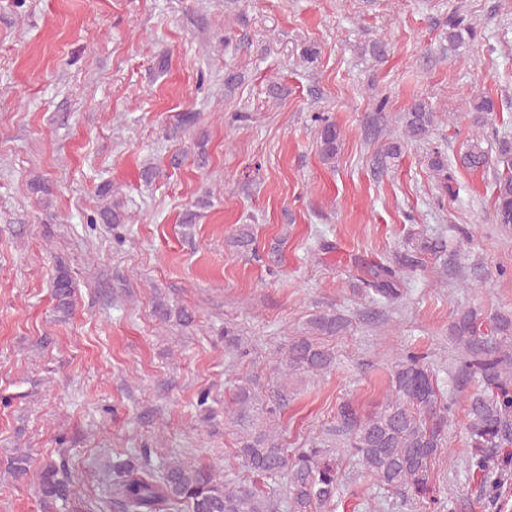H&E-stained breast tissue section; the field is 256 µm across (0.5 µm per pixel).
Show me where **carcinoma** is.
Returning <instances> with one entry per match:
<instances>
[{
  "label": "carcinoma",
  "mask_w": 512,
  "mask_h": 512,
  "mask_svg": "<svg viewBox=\"0 0 512 512\" xmlns=\"http://www.w3.org/2000/svg\"><path fill=\"white\" fill-rule=\"evenodd\" d=\"M448 47L459 49L473 27L467 16L454 11L446 19ZM474 121L496 111L490 97L473 103ZM319 154L325 163L336 158L340 131L331 117L316 113ZM403 139L421 142L437 122L436 112L418 102L400 117ZM428 169L444 195L455 197L459 187L448 176V157L436 147L427 153ZM503 167L494 184V221L512 224V139L497 141L490 157L482 140L473 139L460 164L472 171ZM123 202L100 209L105 224H124ZM435 261L448 256L445 238L421 239L411 251L396 253L370 266L361 278V291L373 302L391 304L404 293L403 273L418 266L421 257ZM56 308L64 313L73 307L74 286L62 272L53 281ZM190 324L186 308L172 309L164 301L154 304V315L166 322L172 315ZM313 336H299L286 344L276 360L278 373L286 377L306 373L321 375L336 365V354L324 342L345 329L346 319L335 311L310 320ZM450 336L460 349L459 360L448 369V380L458 387L475 384L465 397L466 441L469 451L464 472L483 507L504 512L512 496V312L484 316L469 308L456 312ZM392 396L379 410L363 414L350 401L336 408V419L326 437L301 448H286L279 435L257 426L260 415L272 413L262 402L258 384L250 378L236 386L232 420L240 427L236 457L254 476L250 485L226 480L210 465L195 466L171 459L155 463L150 451L112 457L111 503L117 512H336L350 505L346 493L344 460L362 467L376 482L381 503L387 506L424 504L428 512H445L449 503L438 496L434 463L447 451L448 417L455 401L444 396L440 381L425 361L411 351L398 352L391 365ZM8 471L17 481L35 476L47 512L57 502L68 512H101L80 501L68 500L65 466L49 461L31 470L29 456L11 459Z\"/></svg>",
  "instance_id": "obj_1"
}]
</instances>
